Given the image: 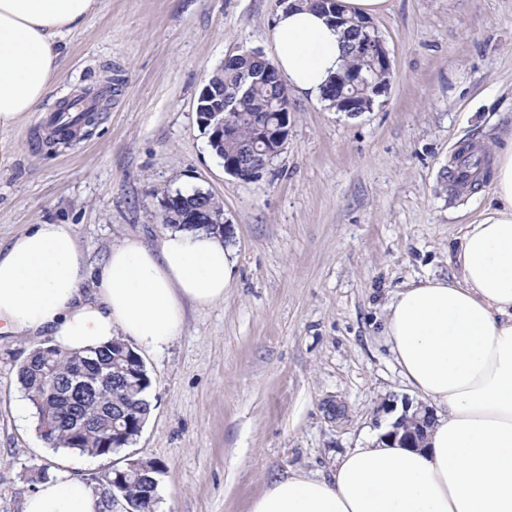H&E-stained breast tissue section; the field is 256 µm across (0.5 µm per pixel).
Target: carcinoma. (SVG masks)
Masks as SVG:
<instances>
[{"label": "carcinoma", "instance_id": "obj_1", "mask_svg": "<svg viewBox=\"0 0 512 512\" xmlns=\"http://www.w3.org/2000/svg\"><path fill=\"white\" fill-rule=\"evenodd\" d=\"M340 26L347 42V61L342 70L360 71L367 85L351 83L344 78L329 82L322 100L337 111L347 110V103H362L371 95V86L386 75L378 68L371 53L363 50L361 41L368 40L361 27L364 17L345 15ZM274 63L259 51L252 55H235L217 74L212 91L224 102V119L232 125L234 138L224 142V158L235 155L259 139L261 128L279 121V114L290 112L288 93L280 81L264 74ZM99 379L104 394L82 398L73 394L69 382ZM20 386L33 406L40 426L49 429L44 439L54 448L77 449L92 457H103L133 444L151 413L146 391L150 379L140 356L120 336L89 354L64 353L48 345L33 350L18 368ZM80 415L95 425L76 432L72 417ZM153 461H139L134 470L124 469L118 475L108 471L92 477L89 485L105 494V498L130 497L138 512H153L157 497Z\"/></svg>", "mask_w": 512, "mask_h": 512}]
</instances>
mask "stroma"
I'll use <instances>...</instances> for the list:
<instances>
[{
	"label": "stroma",
	"instance_id": "obj_1",
	"mask_svg": "<svg viewBox=\"0 0 512 512\" xmlns=\"http://www.w3.org/2000/svg\"><path fill=\"white\" fill-rule=\"evenodd\" d=\"M278 0H104L69 40L38 112L0 130V248L33 224H65L90 264L130 235L158 245L161 202L211 193L238 279L223 302L187 306L179 336L143 355L152 413L137 440L88 458L82 478L158 461L155 512H250L280 475L327 476L418 397L383 334L395 291L455 271L464 225L491 179L454 197L458 145L512 138V0H387L371 21L392 65L372 109L348 115L289 93L291 126L259 177L228 175L196 105L227 56L269 39ZM111 86L94 125L50 142L59 103ZM39 337L0 336V512L67 471L15 414L20 363ZM338 413L328 418L326 404Z\"/></svg>",
	"mask_w": 512,
	"mask_h": 512
}]
</instances>
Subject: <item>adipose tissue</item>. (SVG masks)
Masks as SVG:
<instances>
[{
    "label": "adipose tissue",
    "mask_w": 512,
    "mask_h": 512,
    "mask_svg": "<svg viewBox=\"0 0 512 512\" xmlns=\"http://www.w3.org/2000/svg\"><path fill=\"white\" fill-rule=\"evenodd\" d=\"M102 0H0V129L39 111L66 40ZM282 81L321 96L346 60L345 39L308 5L280 8L270 28ZM492 202L459 238L456 274L394 293L384 334L402 377L437 409L422 448L384 441L349 449L331 476L272 480L250 512H512V140L495 152ZM235 250L205 230L168 229L157 247L136 236L90 267L65 224H35L0 250V336H47L84 353L123 336L163 351L187 305L223 300ZM27 495L22 512H103L78 472Z\"/></svg>",
    "instance_id": "obj_1"
}]
</instances>
